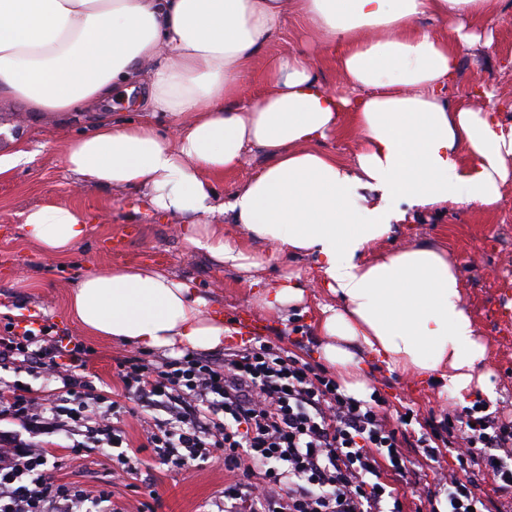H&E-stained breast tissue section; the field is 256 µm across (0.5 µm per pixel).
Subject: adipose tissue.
I'll return each instance as SVG.
<instances>
[{"mask_svg":"<svg viewBox=\"0 0 512 512\" xmlns=\"http://www.w3.org/2000/svg\"><path fill=\"white\" fill-rule=\"evenodd\" d=\"M499 0H0V97L31 112H80L124 88L128 118L100 116L66 152L87 183L140 193L180 219L184 239L242 273L268 254L225 238L309 255L331 302L316 323L327 364L354 381L363 355L433 379L457 399L492 394L488 348L462 298L459 271L432 245L365 259L410 211L495 205L512 180V134L493 114L444 92L475 36L468 22ZM339 52L347 90L323 84L303 49L267 55L287 18ZM265 58L264 87L241 90ZM358 141L354 165L321 145L341 115ZM264 165L229 200L216 181L247 156ZM26 238L63 258L88 237L83 210L30 211ZM306 290L286 275L257 302L283 313ZM194 282L147 266L89 270L69 312L91 336L181 355L214 351L229 333Z\"/></svg>","mask_w":512,"mask_h":512,"instance_id":"adipose-tissue-1","label":"adipose tissue"}]
</instances>
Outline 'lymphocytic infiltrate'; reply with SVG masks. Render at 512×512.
Listing matches in <instances>:
<instances>
[{
    "instance_id": "f902f5d3",
    "label": "lymphocytic infiltrate",
    "mask_w": 512,
    "mask_h": 512,
    "mask_svg": "<svg viewBox=\"0 0 512 512\" xmlns=\"http://www.w3.org/2000/svg\"><path fill=\"white\" fill-rule=\"evenodd\" d=\"M89 354L46 325L0 328V361L59 379L65 415L118 448L121 430L99 412L102 394L81 373ZM117 377L127 394L166 413L146 442L160 464L223 449L224 512H404L389 478L407 469V421L389 417L380 392L349 395L334 375L262 340L226 349L220 364L197 353L158 363L127 356ZM452 418L454 466L427 496V512H512V418L481 405ZM46 463L40 449L0 450V512H100L110 501L108 491L49 478Z\"/></svg>"
}]
</instances>
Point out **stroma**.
Segmentation results:
<instances>
[{"instance_id":"35a3bbf8","label":"stroma","mask_w":512,"mask_h":512,"mask_svg":"<svg viewBox=\"0 0 512 512\" xmlns=\"http://www.w3.org/2000/svg\"><path fill=\"white\" fill-rule=\"evenodd\" d=\"M481 39L461 54L459 72L449 85L447 98L468 100L482 106L480 92L494 88L500 107L495 114L504 131L512 132V0H501L498 12L479 24ZM306 46L316 58L320 77L328 90L342 91L345 79L331 48L297 21L288 20L269 46V54H280ZM93 112L67 116L56 112L33 118L21 102L0 99V154L23 146L32 160L9 174L0 176V326L6 317L30 315L51 325L55 334L72 336L91 347L83 373L104 396L103 409L125 406L122 428L126 455L154 484L158 499L155 512H218L228 476L223 450H213L204 465L187 461L181 467L152 465L143 451L147 429L159 412L135 407L125 397L116 376V361L136 354V347L93 337L83 332L68 313L70 292L87 270H105L117 264H148L164 268L175 278L196 283L224 310L225 322L236 313L247 312L260 339L278 344L311 365H321L316 321L326 298L313 283L317 269L309 257L273 258L261 272L271 282L286 273L300 275L308 283L304 303L290 309L287 320L260 312L250 301L244 274L213 263L194 250L182 237L177 219L145 211L140 196L133 191L112 192L80 181L65 166L71 140L88 130ZM68 205L85 210L92 224L86 240L67 258L48 257L28 241L22 224L26 213L45 205ZM429 241L447 250L459 268L463 301L488 345L487 370L496 396L489 411L512 414V337L501 330L495 318L498 307L512 303V181L503 185L501 197L492 209L448 204L428 208L413 221L396 225L392 234L374 244L366 258L402 251ZM367 387L377 388L399 411H412L415 432L448 437L446 417L459 402L441 386L409 378L375 367L368 373ZM21 386L42 398L45 409L57 404L60 382L36 370L0 368V388ZM82 431L51 425L42 430L24 428L19 421L0 416V440L11 448H42L49 455L48 472L55 479L81 483L94 490L107 485L114 505L123 512H137L147 501L145 487L129 486L119 477V463L111 450L94 448L76 457L69 449L84 441ZM409 459L405 476L392 484L405 496L406 512H417L420 495L439 488V477L453 467L451 456L439 462L425 460L421 449L406 448Z\"/></svg>"}]
</instances>
